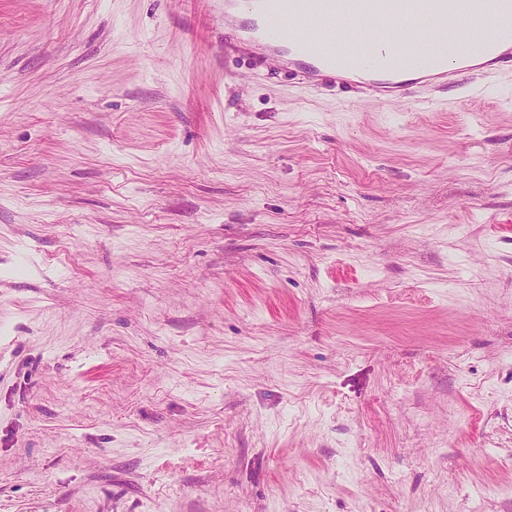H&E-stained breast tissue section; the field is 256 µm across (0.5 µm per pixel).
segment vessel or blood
<instances>
[{
	"mask_svg": "<svg viewBox=\"0 0 512 512\" xmlns=\"http://www.w3.org/2000/svg\"><path fill=\"white\" fill-rule=\"evenodd\" d=\"M225 58L257 75L284 71L300 93L411 100L434 110L432 83L512 71V0H224ZM482 63L447 56L449 41Z\"/></svg>",
	"mask_w": 512,
	"mask_h": 512,
	"instance_id": "1",
	"label": "vessel or blood"
}]
</instances>
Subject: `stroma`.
Wrapping results in <instances>:
<instances>
[{
  "mask_svg": "<svg viewBox=\"0 0 512 512\" xmlns=\"http://www.w3.org/2000/svg\"><path fill=\"white\" fill-rule=\"evenodd\" d=\"M222 28L0 0V512H512V72L304 96Z\"/></svg>",
  "mask_w": 512,
  "mask_h": 512,
  "instance_id": "35a3bbf8",
  "label": "stroma"
}]
</instances>
